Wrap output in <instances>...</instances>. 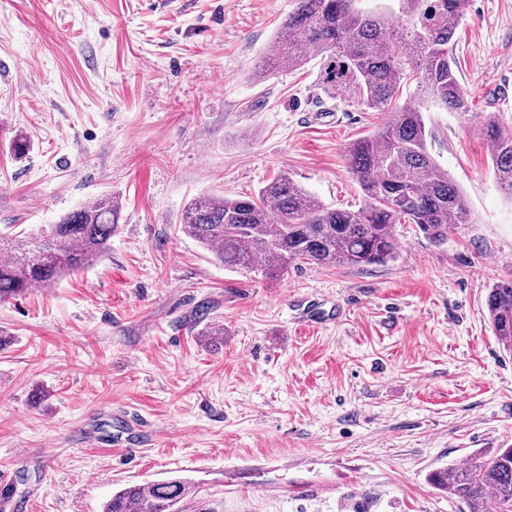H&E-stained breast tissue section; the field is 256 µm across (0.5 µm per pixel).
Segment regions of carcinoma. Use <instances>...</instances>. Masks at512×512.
<instances>
[{
	"label": "carcinoma",
	"instance_id": "obj_1",
	"mask_svg": "<svg viewBox=\"0 0 512 512\" xmlns=\"http://www.w3.org/2000/svg\"><path fill=\"white\" fill-rule=\"evenodd\" d=\"M355 0H295L255 76L297 69L316 51L322 84L359 107L389 114L381 128L347 150V170L363 194L356 210L336 209L283 174L253 194L202 195L183 210L180 231L225 268L276 278L296 264L366 267L396 258L395 226L415 224L429 239H448V225L469 223L458 187L431 156L422 112L430 100L467 111L450 50L469 0H397L398 19L354 7ZM416 83L419 99L397 104ZM498 184L512 197V129L490 112L482 121ZM122 202L103 196L45 229L0 237V300L46 287L96 263L110 248ZM488 321L512 350V281L488 288ZM434 486L467 512H512V447L463 466L437 470ZM189 496L180 480L115 493L104 512H179Z\"/></svg>",
	"mask_w": 512,
	"mask_h": 512
}]
</instances>
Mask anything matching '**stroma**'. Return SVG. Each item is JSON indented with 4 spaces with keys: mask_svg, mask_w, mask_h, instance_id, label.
Instances as JSON below:
<instances>
[{
    "mask_svg": "<svg viewBox=\"0 0 512 512\" xmlns=\"http://www.w3.org/2000/svg\"><path fill=\"white\" fill-rule=\"evenodd\" d=\"M293 7L0 0V232L123 204L94 266L0 301V512H103L175 478L184 512H462L430 473L512 445V352L485 307L512 280V197L481 133L488 112L512 126V0L458 25L467 111L424 108L470 207L446 242L400 224L394 261L271 281L180 232L191 199L282 174L360 206L347 147L388 113L327 94L318 56L253 77Z\"/></svg>",
    "mask_w": 512,
    "mask_h": 512,
    "instance_id": "obj_1",
    "label": "stroma"
}]
</instances>
